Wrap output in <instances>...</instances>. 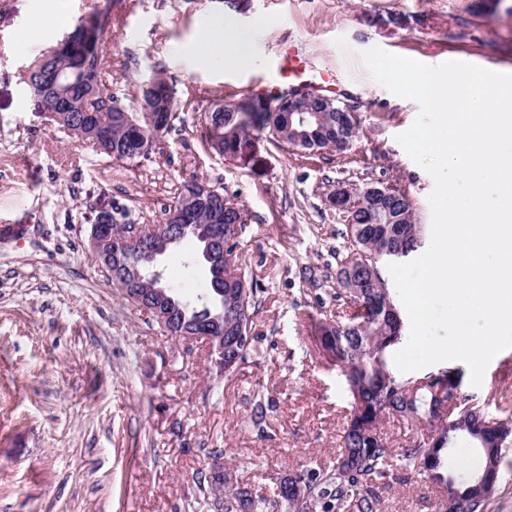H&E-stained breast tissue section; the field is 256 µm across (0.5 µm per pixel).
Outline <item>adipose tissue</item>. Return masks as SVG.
I'll return each instance as SVG.
<instances>
[{"label":"adipose tissue","instance_id":"adipose-tissue-1","mask_svg":"<svg viewBox=\"0 0 512 512\" xmlns=\"http://www.w3.org/2000/svg\"><path fill=\"white\" fill-rule=\"evenodd\" d=\"M203 64L251 65L255 62L251 31L225 25L223 19L203 20L201 31L190 47Z\"/></svg>","mask_w":512,"mask_h":512}]
</instances>
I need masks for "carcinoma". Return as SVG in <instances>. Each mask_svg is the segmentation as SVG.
Masks as SVG:
<instances>
[{
  "instance_id": "cac0c4a2",
  "label": "carcinoma",
  "mask_w": 512,
  "mask_h": 512,
  "mask_svg": "<svg viewBox=\"0 0 512 512\" xmlns=\"http://www.w3.org/2000/svg\"><path fill=\"white\" fill-rule=\"evenodd\" d=\"M103 45L101 39L82 45L74 53L50 60L42 53L25 70L22 80L29 90H36L50 70L61 73L63 81L72 85L73 100L70 117L61 123L50 114L58 105L46 97L40 105L54 127L80 138V115L97 112L105 123L110 143H93L97 153L106 161H133L137 154L140 133L118 122L117 113L124 109L112 94V87L101 68ZM203 143L214 149L220 141L224 157L234 151L243 137L257 132L281 145L288 139L286 112H232L224 109L219 115L209 111L201 116ZM199 222L183 231L186 240L199 242L201 225L210 223L209 213H198ZM244 218L243 210L232 206L224 214V271L237 272L235 247L237 235L233 225ZM424 225L417 222L415 209L407 195L397 188L390 189L384 208L364 206L352 213V223L345 225L347 255L337 271L336 300H345L349 314L325 318L317 323L315 347L325 362L338 368L346 377L350 392V410L342 434L336 462L330 467L309 466L282 479L270 495H260L244 484H224V512H377L373 494L376 481L391 475L394 469L423 471L443 488L448 473L447 449L464 437L478 449L480 465L469 481H455L457 499L443 504L444 512H486L487 503L497 483L479 493L472 489L476 480L486 475L499 477L502 449L497 444L512 447V418L496 419L458 396L457 388L448 391L453 412L449 421L453 430L441 420V403L433 397L432 388L441 378L429 375V382L410 394L413 380H402L388 368V354L403 339L402 320L389 289L381 276L379 261L391 253L394 259L407 258L422 244ZM172 295L190 315L201 313L207 304H215L216 289L208 284L204 294L195 301L184 299L178 289L167 285ZM245 294L224 297V324L237 330L239 343L225 350L243 364L253 350L252 325L256 312L257 289L244 284ZM395 414L406 422L424 424L429 437L412 442L396 453L382 432L384 416ZM451 432L448 442L439 434ZM438 449L434 462H428L427 448ZM301 485V495L293 491Z\"/></svg>"
}]
</instances>
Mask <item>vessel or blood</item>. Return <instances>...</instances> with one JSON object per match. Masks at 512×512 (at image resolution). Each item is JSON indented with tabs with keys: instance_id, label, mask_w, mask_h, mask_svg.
<instances>
[{
	"instance_id": "vessel-or-blood-1",
	"label": "vessel or blood",
	"mask_w": 512,
	"mask_h": 512,
	"mask_svg": "<svg viewBox=\"0 0 512 512\" xmlns=\"http://www.w3.org/2000/svg\"><path fill=\"white\" fill-rule=\"evenodd\" d=\"M294 77L300 78L310 92L328 97L336 93V85L328 74L308 70L289 48L282 51L271 76L253 78L247 87L254 96L272 99L287 92L289 81Z\"/></svg>"
}]
</instances>
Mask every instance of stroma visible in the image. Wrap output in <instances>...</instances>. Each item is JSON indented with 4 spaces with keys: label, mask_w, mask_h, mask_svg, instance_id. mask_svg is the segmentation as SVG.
Wrapping results in <instances>:
<instances>
[{
    "label": "stroma",
    "mask_w": 512,
    "mask_h": 512,
    "mask_svg": "<svg viewBox=\"0 0 512 512\" xmlns=\"http://www.w3.org/2000/svg\"><path fill=\"white\" fill-rule=\"evenodd\" d=\"M52 0H0V512H191L210 454L243 484L272 492L288 474L331 464L350 409L343 373L319 356L315 324L337 305L345 219L327 195L339 182L377 180L404 191L431 225L434 182L397 142L418 104L378 83L361 51L377 46L426 65L461 61L512 69V0H115L103 25V68L123 105L135 81L162 72L179 118L149 157L104 162L93 147L50 128L20 76L55 44L27 40ZM207 16L254 32L257 63L202 65L185 49ZM333 74L335 99L355 106L359 137L343 154L310 157L252 137L243 159L208 150L197 121L247 95L282 44ZM223 187L243 208L236 254L260 288L254 352L230 376L212 370L204 342L172 338L108 281L88 254L90 220L122 208L158 224L180 182ZM189 299L204 276L182 250L160 261ZM458 393L489 415L512 417V348L480 387ZM268 406L254 424V396ZM378 512H441L426 475L395 470L377 482Z\"/></svg>",
    "instance_id": "1"
}]
</instances>
